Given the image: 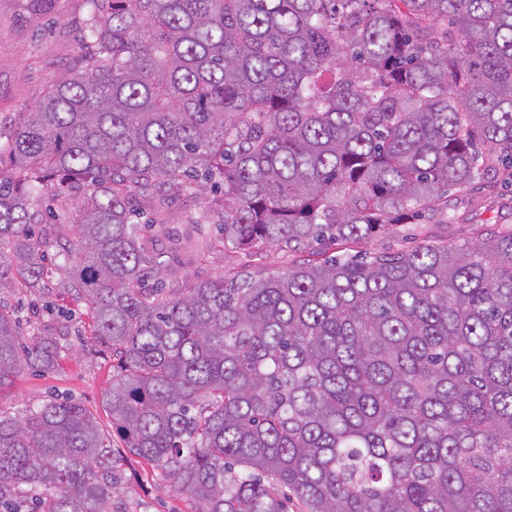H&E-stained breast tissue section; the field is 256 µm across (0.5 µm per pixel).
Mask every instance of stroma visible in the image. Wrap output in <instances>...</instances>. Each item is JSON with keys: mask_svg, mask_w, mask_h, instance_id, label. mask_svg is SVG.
I'll list each match as a JSON object with an SVG mask.
<instances>
[{"mask_svg": "<svg viewBox=\"0 0 512 512\" xmlns=\"http://www.w3.org/2000/svg\"><path fill=\"white\" fill-rule=\"evenodd\" d=\"M91 18L87 0H0V144H8L15 128L59 78L76 69L86 53L81 34ZM500 224H512V186L483 187L449 195L447 203H435L418 224H401L393 232L364 240L367 252L412 249L439 239L452 246L473 241ZM336 246L315 245L306 253L276 247L259 254L228 251L224 256L178 265L182 282L212 278L228 268L247 269L260 275L284 271L289 263L321 260L335 254ZM54 304L66 327L63 359L52 371H26L17 376L0 408L16 412L55 400L73 402L91 411L104 433L112 423L103 402L110 388L112 356L90 354L88 319L82 306L68 299L49 300L29 288L0 294V304L10 308L25 334L51 326V319H38L40 308ZM112 446L123 460L116 474L112 512H194L189 497L170 488L161 471L132 456H124L123 442L113 437Z\"/></svg>", "mask_w": 512, "mask_h": 512, "instance_id": "obj_1", "label": "stroma"}]
</instances>
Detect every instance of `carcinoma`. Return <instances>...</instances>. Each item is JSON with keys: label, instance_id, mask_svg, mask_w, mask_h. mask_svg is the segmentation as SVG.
<instances>
[{"label": "carcinoma", "instance_id": "cac0c4a2", "mask_svg": "<svg viewBox=\"0 0 512 512\" xmlns=\"http://www.w3.org/2000/svg\"><path fill=\"white\" fill-rule=\"evenodd\" d=\"M88 2L82 65L0 150V294L84 305L126 451L197 512H512L511 224L184 288L161 260L356 244L512 185V0ZM202 184L220 236L168 237ZM19 336L0 305V394L60 359ZM117 464L78 405L0 410V512H109Z\"/></svg>", "mask_w": 512, "mask_h": 512}]
</instances>
